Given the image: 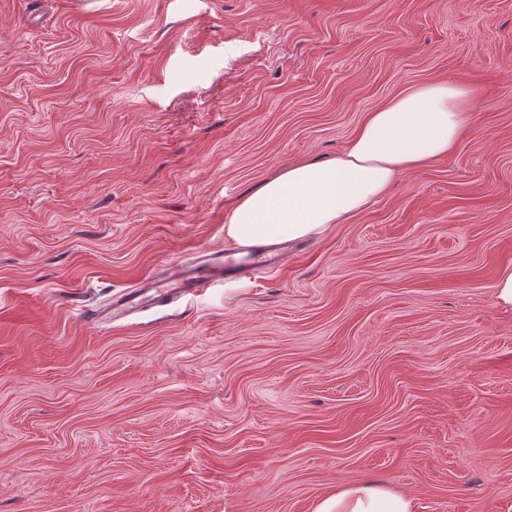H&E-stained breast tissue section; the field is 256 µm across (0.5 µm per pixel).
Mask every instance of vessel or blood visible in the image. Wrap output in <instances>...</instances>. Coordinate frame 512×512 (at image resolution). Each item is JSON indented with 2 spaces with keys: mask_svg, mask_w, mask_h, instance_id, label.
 <instances>
[{
  "mask_svg": "<svg viewBox=\"0 0 512 512\" xmlns=\"http://www.w3.org/2000/svg\"><path fill=\"white\" fill-rule=\"evenodd\" d=\"M283 258L282 252L274 245H255L248 249V259L236 262L224 252L216 251L204 256L195 265H177L168 275L155 281L154 300L158 305H166L174 299L196 294L203 289L257 268H271ZM138 291L131 290L113 300L105 307L83 310L81 316L87 321H109L130 314L137 306Z\"/></svg>",
  "mask_w": 512,
  "mask_h": 512,
  "instance_id": "b4317fda",
  "label": "vessel or blood"
}]
</instances>
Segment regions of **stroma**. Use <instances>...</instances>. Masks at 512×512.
<instances>
[{
	"instance_id": "1",
	"label": "stroma",
	"mask_w": 512,
	"mask_h": 512,
	"mask_svg": "<svg viewBox=\"0 0 512 512\" xmlns=\"http://www.w3.org/2000/svg\"><path fill=\"white\" fill-rule=\"evenodd\" d=\"M456 151L285 267L82 322L409 86ZM512 0H0V512H512ZM415 498L377 482L336 489L315 505L313 512H419Z\"/></svg>"
}]
</instances>
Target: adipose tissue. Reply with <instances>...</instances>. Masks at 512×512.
I'll list each match as a JSON object with an SVG mask.
<instances>
[{
	"label": "adipose tissue",
	"mask_w": 512,
	"mask_h": 512,
	"mask_svg": "<svg viewBox=\"0 0 512 512\" xmlns=\"http://www.w3.org/2000/svg\"><path fill=\"white\" fill-rule=\"evenodd\" d=\"M472 88L433 82L411 86L366 113L335 158L288 166L233 209L234 246L283 242L342 224L387 194L405 171L454 153L467 131ZM313 512H419L415 498L376 482L323 497Z\"/></svg>",
	"instance_id": "1"
}]
</instances>
